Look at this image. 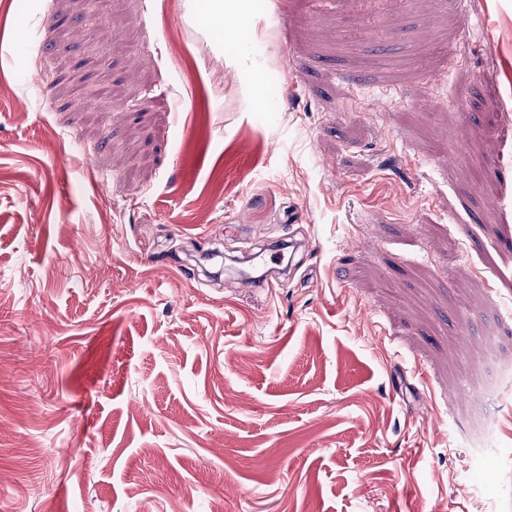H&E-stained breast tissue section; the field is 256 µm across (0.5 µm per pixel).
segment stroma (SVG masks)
<instances>
[{"label": "stroma", "mask_w": 512, "mask_h": 512, "mask_svg": "<svg viewBox=\"0 0 512 512\" xmlns=\"http://www.w3.org/2000/svg\"><path fill=\"white\" fill-rule=\"evenodd\" d=\"M510 124L512 0H0V512H512Z\"/></svg>", "instance_id": "stroma-1"}]
</instances>
